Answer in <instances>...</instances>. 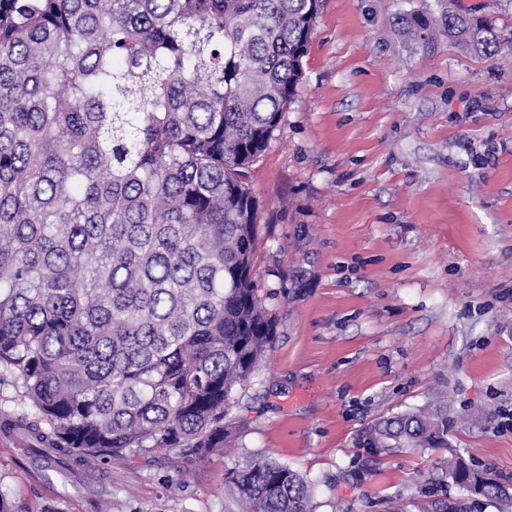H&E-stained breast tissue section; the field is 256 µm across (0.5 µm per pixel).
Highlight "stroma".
<instances>
[{
  "mask_svg": "<svg viewBox=\"0 0 512 512\" xmlns=\"http://www.w3.org/2000/svg\"><path fill=\"white\" fill-rule=\"evenodd\" d=\"M435 0H323L294 102L253 167L254 280L277 334L202 463L157 451L73 479L0 436L17 512H238L258 454L315 485L312 512H502L448 480L456 449L512 493V56L406 41ZM421 408L446 448H372Z\"/></svg>",
  "mask_w": 512,
  "mask_h": 512,
  "instance_id": "stroma-1",
  "label": "stroma"
}]
</instances>
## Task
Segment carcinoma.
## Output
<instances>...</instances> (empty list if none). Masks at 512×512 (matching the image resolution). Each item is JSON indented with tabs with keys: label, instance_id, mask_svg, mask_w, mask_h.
Returning <instances> with one entry per match:
<instances>
[{
	"label": "carcinoma",
	"instance_id": "cac0c4a2",
	"mask_svg": "<svg viewBox=\"0 0 512 512\" xmlns=\"http://www.w3.org/2000/svg\"><path fill=\"white\" fill-rule=\"evenodd\" d=\"M322 0H0V366L25 408L0 432L43 468L224 448L276 323L253 259L254 163L295 100ZM422 46L512 53L459 0L398 15ZM420 409L392 446L440 448ZM448 479L499 496L448 449ZM239 512H310L313 486L253 457Z\"/></svg>",
	"mask_w": 512,
	"mask_h": 512
}]
</instances>
